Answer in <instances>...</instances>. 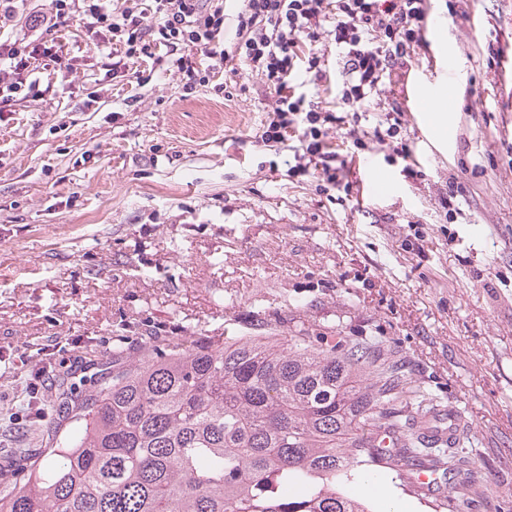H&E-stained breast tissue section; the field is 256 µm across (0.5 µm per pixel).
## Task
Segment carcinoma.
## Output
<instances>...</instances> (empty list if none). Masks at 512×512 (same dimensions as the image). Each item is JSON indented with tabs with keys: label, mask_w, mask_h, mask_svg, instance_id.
<instances>
[{
	"label": "carcinoma",
	"mask_w": 512,
	"mask_h": 512,
	"mask_svg": "<svg viewBox=\"0 0 512 512\" xmlns=\"http://www.w3.org/2000/svg\"><path fill=\"white\" fill-rule=\"evenodd\" d=\"M380 349L373 337L155 344L93 390L48 468L0 491V512H369L339 485L391 462L381 431L416 470L468 481L465 442L432 448L404 433L399 404L416 423L438 396L396 363L369 371Z\"/></svg>",
	"instance_id": "1"
}]
</instances>
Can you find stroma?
<instances>
[{"label":"stroma","instance_id":"1","mask_svg":"<svg viewBox=\"0 0 512 512\" xmlns=\"http://www.w3.org/2000/svg\"><path fill=\"white\" fill-rule=\"evenodd\" d=\"M453 21L461 80L426 91L470 94L482 112L433 128L432 153L408 112L397 135L371 132L398 101L399 76L430 70L428 46L398 60L355 128L345 186L288 175L293 151L260 139L275 100L246 65L224 93L182 88L179 72L142 73L131 85L85 29L61 34L71 70L39 60V89L0 112V391L13 363L59 344L53 371L76 385L63 414L30 416L0 434V489L75 428L92 383L112 375V332L125 354L159 339L269 336L279 343L376 336L382 362L460 410L482 461L472 485L444 497L418 492L404 465L370 466L347 484L370 512L389 486L402 512H512V95L501 59L512 52V0H426ZM315 49L325 75L307 90L335 106L343 61L327 34ZM394 190L371 196L364 161Z\"/></svg>","mask_w":512,"mask_h":512}]
</instances>
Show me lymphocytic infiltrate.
I'll list each match as a JSON object with an SVG mask.
<instances>
[{
  "mask_svg": "<svg viewBox=\"0 0 512 512\" xmlns=\"http://www.w3.org/2000/svg\"><path fill=\"white\" fill-rule=\"evenodd\" d=\"M25 2L0 0V28L25 19L14 38L0 39V106L39 87L41 73L32 59L57 61V33L74 19L98 35L97 51H118L112 67L117 78L123 66L145 64L160 72L177 70L186 89L220 94L225 70L240 61L265 77L277 95L262 125V142L277 149L297 138L305 161L290 167L291 177L319 171L326 193L340 183L335 134L349 127V113L363 111L391 62L419 46L424 16V0H243L235 41L228 47L224 0H48L26 15L21 12ZM148 15L156 18L155 26H143ZM323 30L345 58V77L332 109L308 100L297 81L302 71L322 76L321 55L312 50L302 55L298 49L315 42ZM375 31L382 32L381 43L372 41Z\"/></svg>",
  "mask_w": 512,
  "mask_h": 512,
  "instance_id": "lymphocytic-infiltrate-1",
  "label": "lymphocytic infiltrate"
}]
</instances>
